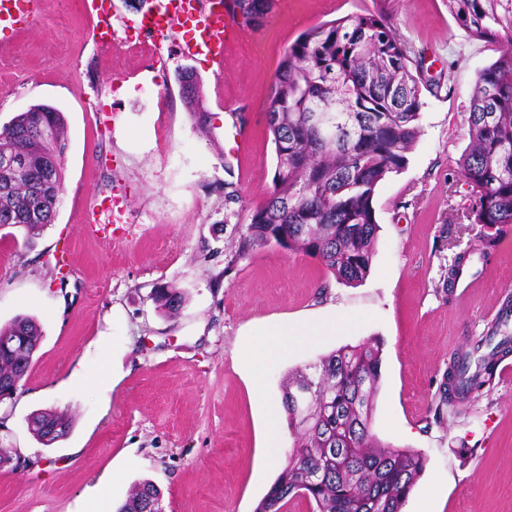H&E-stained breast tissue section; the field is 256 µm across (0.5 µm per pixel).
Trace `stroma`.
I'll return each mask as SVG.
<instances>
[{
	"label": "stroma",
	"instance_id": "1",
	"mask_svg": "<svg viewBox=\"0 0 512 512\" xmlns=\"http://www.w3.org/2000/svg\"><path fill=\"white\" fill-rule=\"evenodd\" d=\"M153 0H114L117 46L100 49L81 0H38L32 23L0 46V127L37 104L64 115L63 193L53 224L28 236L0 227V325L35 317L42 338L13 400L0 404V512H84L100 490L108 512L135 483L162 492L165 512H254L294 437L264 448L245 352L267 324L325 317L346 332L295 346L265 375L281 403L290 373L345 345L382 344L373 432L420 450L424 472L402 512H512V373L478 397L441 402L451 355L512 301V225L482 256L465 217L457 162L468 109L496 44L467 38L446 0H400L399 36L424 59L420 132L404 170L377 185L379 224L368 277L336 281L318 260L276 245L236 258L246 210L272 186L275 146L266 101L278 64L312 27L373 8L374 0H275L246 28L223 70L171 47L156 63L125 28ZM190 67L202 83L205 127L180 93ZM244 214L226 217L225 182ZM119 195L123 224L92 226L93 199ZM466 253L467 289H447ZM182 296L171 315L156 286ZM68 419L66 438L41 444L33 413Z\"/></svg>",
	"mask_w": 512,
	"mask_h": 512
}]
</instances>
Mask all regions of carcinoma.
<instances>
[{
  "instance_id": "obj_1",
  "label": "carcinoma",
  "mask_w": 512,
  "mask_h": 512,
  "mask_svg": "<svg viewBox=\"0 0 512 512\" xmlns=\"http://www.w3.org/2000/svg\"><path fill=\"white\" fill-rule=\"evenodd\" d=\"M246 25L260 23L275 0H231ZM354 13L303 33L284 53L271 83L267 125L275 146L272 187L248 215L235 256L269 244L316 258L338 281L357 285L368 276L378 230L373 196L378 183L407 164L419 133L423 106L418 59L396 33V0ZM448 11L468 36L495 43L498 58L480 70L472 90L469 143L458 175L473 197L467 219L480 226L483 253L497 246L512 224V0H447ZM183 94L199 125L206 123L201 82L189 75ZM63 113L34 105L0 130V154L23 156L19 174L0 172V227L18 225L30 234L51 223L63 191ZM37 210L32 221L28 213ZM168 313L180 307L176 292L153 290ZM22 334L27 348H0V384L23 379L41 330L29 316L0 328V342ZM482 336L471 349L450 357L443 402L471 396L491 385L499 357L512 340L496 344ZM492 346L486 353L485 346ZM382 344L345 345L288 379L282 403L296 443L281 472L254 512H287L295 498L311 512H401L420 479L425 458L411 448L381 444L372 433L381 379ZM60 427L54 412L32 417ZM161 491L151 482L134 485L117 512H154Z\"/></svg>"
}]
</instances>
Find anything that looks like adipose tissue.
I'll list each match as a JSON object with an SVG mask.
<instances>
[{
    "label": "adipose tissue",
    "mask_w": 512,
    "mask_h": 512,
    "mask_svg": "<svg viewBox=\"0 0 512 512\" xmlns=\"http://www.w3.org/2000/svg\"><path fill=\"white\" fill-rule=\"evenodd\" d=\"M344 327V322L333 319L268 325L263 340L248 350L253 394L256 399L263 400L262 380L266 370L286 353L288 347L295 343L313 342L325 336L335 335Z\"/></svg>",
    "instance_id": "ef3b65f1"
}]
</instances>
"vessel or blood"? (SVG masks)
<instances>
[{
  "label": "vessel or blood",
  "instance_id": "1",
  "mask_svg": "<svg viewBox=\"0 0 512 512\" xmlns=\"http://www.w3.org/2000/svg\"><path fill=\"white\" fill-rule=\"evenodd\" d=\"M111 0H84L89 15L95 16V39L99 45L112 43ZM33 15V0H0V32L6 33ZM134 28L147 27L154 33L156 52H163L175 30L190 31L181 48L190 55L203 54L215 65H222L224 55L240 34L228 0H170L166 6H154L134 21Z\"/></svg>",
  "mask_w": 512,
  "mask_h": 512
}]
</instances>
